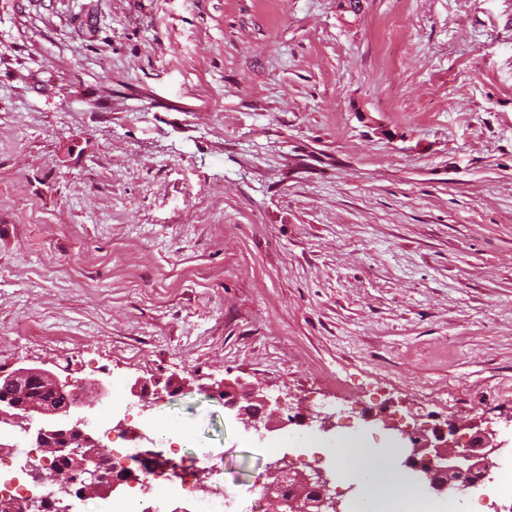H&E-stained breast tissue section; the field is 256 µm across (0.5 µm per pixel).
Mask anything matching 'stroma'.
Segmentation results:
<instances>
[{
	"label": "stroma",
	"instance_id": "obj_1",
	"mask_svg": "<svg viewBox=\"0 0 512 512\" xmlns=\"http://www.w3.org/2000/svg\"><path fill=\"white\" fill-rule=\"evenodd\" d=\"M346 3L0 0V367L189 377L140 448L231 493L370 400L512 448V0ZM199 390L209 398L221 401L224 404V412L226 409L234 412L237 419H240L247 429L253 428L260 432L264 428L267 431H273V428L282 427L294 421L293 418H290L287 422L282 419L276 423L274 419L278 412L273 405L279 406L280 401L275 400L273 404L266 396H258L253 393L245 398L246 405H241L237 390L224 378L212 379V383L200 385Z\"/></svg>",
	"mask_w": 512,
	"mask_h": 512
}]
</instances>
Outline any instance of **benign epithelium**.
<instances>
[{
  "label": "benign epithelium",
  "instance_id": "1",
  "mask_svg": "<svg viewBox=\"0 0 512 512\" xmlns=\"http://www.w3.org/2000/svg\"><path fill=\"white\" fill-rule=\"evenodd\" d=\"M34 383L49 390L53 401L27 400L24 393ZM188 384L189 379L176 376L165 380L139 377L130 385V394L149 404L151 399L175 394ZM85 387L93 388L101 397L107 395L103 381L78 377L71 369L66 370L63 378L41 367L0 369V427L20 426L28 447L44 448L51 453L48 474L42 477L44 482L80 497L91 489L94 496L105 499L120 488L121 478L106 466L108 452L89 428L85 403L79 399V392ZM199 390L221 401L249 429L271 431L286 425L284 420L275 421L278 400L273 402L253 393L242 401L237 390L224 379L201 384ZM442 439L438 434L433 440L414 437L406 457L407 463L415 464L432 489L443 492L457 485L474 486L488 476L486 462L491 450L486 436L478 435L465 449L451 452L448 444L440 443ZM267 472L268 481L262 486L275 512H328L336 508L322 471L292 473L274 465Z\"/></svg>",
  "mask_w": 512,
  "mask_h": 512
}]
</instances>
